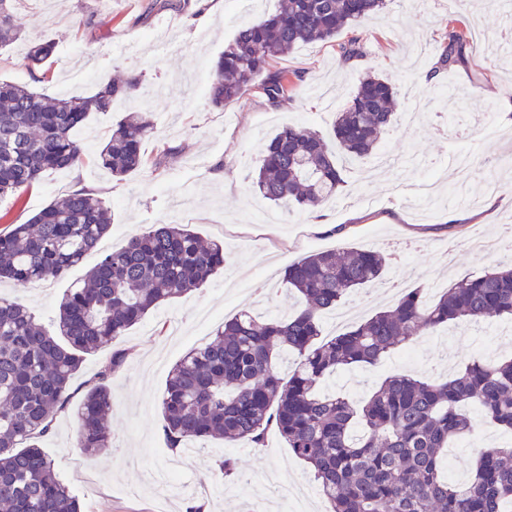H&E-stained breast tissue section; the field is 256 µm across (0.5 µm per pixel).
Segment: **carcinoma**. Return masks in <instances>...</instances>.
<instances>
[{"label":"carcinoma","mask_w":512,"mask_h":512,"mask_svg":"<svg viewBox=\"0 0 512 512\" xmlns=\"http://www.w3.org/2000/svg\"><path fill=\"white\" fill-rule=\"evenodd\" d=\"M385 0H278L276 11L241 27L215 64L216 107L259 90L278 107L294 82L272 62L301 43H333L340 61L363 56L358 28ZM22 29L10 0H0V47ZM468 33L448 25L442 63H465ZM54 53L50 42L28 48L32 68ZM117 99L137 103L97 154L122 181L145 164L153 132L141 78L110 81L87 96H48L0 81V199L19 198L44 174L86 158L74 132ZM397 91L379 77L359 78L331 136L286 124L268 141L253 171L260 196L277 207L317 208L341 189L344 162L374 157L380 130L393 121ZM111 229L105 201L81 188L50 202L23 224L0 232V280L16 285L59 279L96 251ZM386 257L345 248L290 265L286 288L301 308L286 319L241 311L190 350L169 372L159 408L167 447L202 438L263 446L275 428L313 472L329 512H512V446L484 451L462 482L445 475L444 450L483 422L512 431V358H474L453 377L389 376L359 406L323 391L339 371L377 365L416 336L448 323L512 318V259L461 280L440 295L405 292L391 310L322 337L324 315L356 292L382 284ZM224 269V246L183 224H158L106 254L62 296L54 329L26 305L0 297V512H82L39 441L73 398L71 382L85 357L110 344L160 304L204 287ZM293 364L284 377L283 356ZM112 355L86 381L78 405L76 447L95 456L111 447L110 380L123 365Z\"/></svg>","instance_id":"cac0c4a2"}]
</instances>
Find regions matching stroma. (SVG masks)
Masks as SVG:
<instances>
[{"label":"stroma","instance_id":"stroma-1","mask_svg":"<svg viewBox=\"0 0 512 512\" xmlns=\"http://www.w3.org/2000/svg\"><path fill=\"white\" fill-rule=\"evenodd\" d=\"M152 0H15L23 22L21 39L0 48V77L55 96L86 95L109 79L136 74L151 102L153 134L144 142L146 165L119 182L94 157L126 105L93 113L75 132L88 155L82 165L50 172L20 199L0 200V231L21 224L61 195L83 186L111 210L112 230L82 265L60 279L16 287L0 283V296L54 318L63 293L103 255L153 224H186L207 239L223 242L224 270L203 288L163 303L109 347L87 356L76 375L90 379L122 351L125 364L112 377V446L86 457L75 446L76 408L59 414L42 440L60 475L82 499L86 512H187L205 503L208 512H289L271 487L255 482L273 470L303 487L306 512L327 505L309 468L276 431L266 445L202 441L172 451L162 435L159 401L173 365L192 347L211 339L225 319L246 308L286 316L299 307L283 278L289 265L314 253L357 247L388 254L384 284L360 291L347 306L357 319L389 308L401 293L423 288L436 293L462 279L491 270L497 252L478 248L512 225V125L502 118L512 100V48L501 46L504 8L499 0H388L366 27V54L342 65L333 46L300 45L277 60L278 69L299 74L290 101L274 108L250 91L229 109L214 107L209 88L214 63L239 27L273 13L278 0H180L176 9L153 12ZM465 23L479 44L464 64L428 85L420 75L434 68L450 21ZM52 42L44 70H30L28 44ZM371 73L394 85L400 112L382 132L378 149L400 161L383 170L374 161L347 165L335 200L318 212L277 207L262 199L249 175L263 145L283 125L329 131L351 100L360 75ZM173 155L154 161L163 149ZM475 160L463 187L464 203L448 199L456 181V154ZM495 197L488 205L487 197ZM467 215L451 224L449 213ZM329 230H318L316 214ZM456 327L419 336L381 364L330 379L328 388L353 399L366 397L389 375L454 373L472 358L512 356V321L493 320L453 343ZM512 435L482 425L468 440H456L452 469L464 478L477 449L502 446ZM237 462L238 476L214 480L207 496L161 497L156 478L183 484L206 474L224 457Z\"/></svg>","mask_w":512,"mask_h":512}]
</instances>
